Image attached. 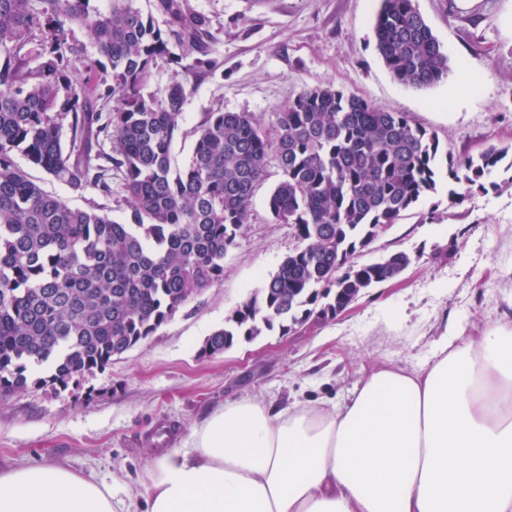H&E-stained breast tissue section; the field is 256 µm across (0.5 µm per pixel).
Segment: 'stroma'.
Returning a JSON list of instances; mask_svg holds the SVG:
<instances>
[{
	"instance_id": "1",
	"label": "stroma",
	"mask_w": 512,
	"mask_h": 512,
	"mask_svg": "<svg viewBox=\"0 0 512 512\" xmlns=\"http://www.w3.org/2000/svg\"><path fill=\"white\" fill-rule=\"evenodd\" d=\"M414 4L450 65L447 78L423 89L395 81L377 53L380 0H189L217 34L219 66L201 75L168 63L152 71V91H163L176 74L190 89L175 160L188 161L204 113L247 112L270 132L298 92L328 83L406 113L454 156L491 143L512 147V0ZM278 180L269 165L223 275L153 336L67 389L31 388L0 399V468L58 463L123 498L139 491L156 457L190 447L193 426L224 402L284 408L296 400L339 401L374 367L423 368L448 330L473 336L512 323V174L500 171L494 188L454 206L447 187H439L357 253L362 263L402 251L411 263L344 313L202 355L205 339L301 246L291 226L267 214ZM445 246L449 257H436Z\"/></svg>"
}]
</instances>
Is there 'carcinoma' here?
<instances>
[{"instance_id":"carcinoma-1","label":"carcinoma","mask_w":512,"mask_h":512,"mask_svg":"<svg viewBox=\"0 0 512 512\" xmlns=\"http://www.w3.org/2000/svg\"><path fill=\"white\" fill-rule=\"evenodd\" d=\"M0 0V397L65 389L102 370L168 322L224 272L244 235L269 159L281 172L267 198L276 224L305 246L207 337L222 353L265 331L333 319L352 299L398 278L411 258L350 260L448 183V205L496 186L512 152L442 154L408 115L333 84L305 88L276 113V136L246 112H207L191 160L172 147L188 89L174 73L147 90L161 61L199 74L219 66L209 20L188 0H154L167 30L136 0ZM79 29L94 54L74 37ZM376 48L402 85L448 76V54L413 0H381ZM178 52H173V49ZM73 191L123 198L128 216L73 208L43 191L16 154Z\"/></svg>"}]
</instances>
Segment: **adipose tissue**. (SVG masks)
<instances>
[{"mask_svg":"<svg viewBox=\"0 0 512 512\" xmlns=\"http://www.w3.org/2000/svg\"><path fill=\"white\" fill-rule=\"evenodd\" d=\"M141 494L54 464L0 469V512H512V327L442 337L347 400L227 403Z\"/></svg>","mask_w":512,"mask_h":512,"instance_id":"adipose-tissue-1","label":"adipose tissue"}]
</instances>
